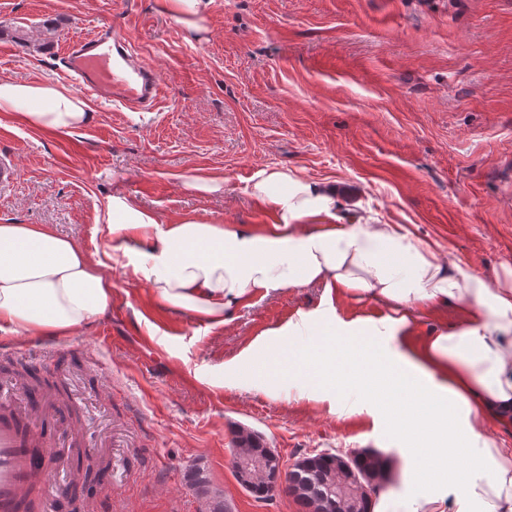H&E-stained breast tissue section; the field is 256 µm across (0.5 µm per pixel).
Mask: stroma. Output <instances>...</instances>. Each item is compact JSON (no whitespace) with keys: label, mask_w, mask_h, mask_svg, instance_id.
Instances as JSON below:
<instances>
[{"label":"stroma","mask_w":512,"mask_h":512,"mask_svg":"<svg viewBox=\"0 0 512 512\" xmlns=\"http://www.w3.org/2000/svg\"><path fill=\"white\" fill-rule=\"evenodd\" d=\"M108 22L172 92L153 111L87 96L96 122L71 133L0 122V224H48L94 258L113 240L97 223L125 192L162 219L228 224L269 216L246 194L260 168L338 183L381 223L399 224L446 263L512 284V0H212L205 40L188 38L158 0H0V78L70 85L66 43ZM192 174L220 175V196L189 195ZM101 320L51 339L64 385L84 406L92 443L132 431L139 445L112 467V494L92 512H210L189 487L201 470L232 512H299L279 490L258 499L237 482L234 433L246 427L284 465L312 452L372 448L390 459L388 492L407 489L402 450L376 404L268 393L249 367L232 385L226 362L298 313L333 304L338 320L387 308L323 287L255 297L221 327L155 305L146 284L113 271ZM456 306L417 311L380 350L419 346L462 323Z\"/></svg>","instance_id":"obj_1"}]
</instances>
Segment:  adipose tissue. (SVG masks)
<instances>
[{
  "instance_id": "ef3b65f1",
  "label": "adipose tissue",
  "mask_w": 512,
  "mask_h": 512,
  "mask_svg": "<svg viewBox=\"0 0 512 512\" xmlns=\"http://www.w3.org/2000/svg\"><path fill=\"white\" fill-rule=\"evenodd\" d=\"M211 0H162L188 37L207 31ZM43 132H71L96 119L72 89L0 79V119ZM245 191L270 215L227 224L186 215L161 221L134 198L113 193L103 210L118 246L159 306L213 327L256 296L311 284L382 303L392 316L339 327L319 312L269 330L225 366H252L270 385L299 378L309 398L332 400L355 385L381 409L403 447L408 495L384 496L376 512H512V448L484 424L512 425V287L444 263L411 232L353 215L337 222L334 183L265 167ZM149 250H139L142 241ZM112 277L74 241L39 224H0V330L68 335L112 307ZM459 304L462 329L426 339L418 351L382 353L374 337L407 325L414 309Z\"/></svg>"
}]
</instances>
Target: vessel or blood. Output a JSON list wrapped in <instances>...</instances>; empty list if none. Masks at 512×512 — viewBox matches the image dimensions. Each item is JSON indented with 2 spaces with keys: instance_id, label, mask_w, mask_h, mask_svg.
<instances>
[{
  "instance_id": "vessel-or-blood-1",
  "label": "vessel or blood",
  "mask_w": 512,
  "mask_h": 512,
  "mask_svg": "<svg viewBox=\"0 0 512 512\" xmlns=\"http://www.w3.org/2000/svg\"><path fill=\"white\" fill-rule=\"evenodd\" d=\"M129 42L117 28L100 25L73 38L65 50L66 69L78 89L117 107L132 109L160 103L170 94L155 71L131 58ZM9 411L0 415V512H52L57 497L71 479L52 465L60 449L89 442L80 422H72L66 436L56 430L55 412L69 406L63 396H33L23 382L0 390Z\"/></svg>"
}]
</instances>
